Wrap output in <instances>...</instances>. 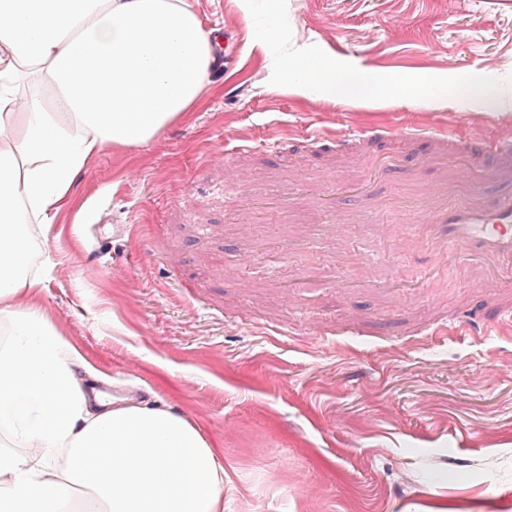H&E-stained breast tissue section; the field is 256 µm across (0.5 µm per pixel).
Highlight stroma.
<instances>
[{"label":"stroma","mask_w":512,"mask_h":512,"mask_svg":"<svg viewBox=\"0 0 512 512\" xmlns=\"http://www.w3.org/2000/svg\"><path fill=\"white\" fill-rule=\"evenodd\" d=\"M190 2L236 46L185 120L88 162L40 229L35 305L86 384L198 425L224 466V512H512V329L432 333L477 297L426 230H404L406 187L448 167L405 160L400 140L505 129L512 0ZM320 63L427 76L457 101L279 87L281 70ZM472 80L500 107L458 98ZM360 128L385 143L352 196L358 163L329 138ZM377 220L388 237H369Z\"/></svg>","instance_id":"stroma-1"}]
</instances>
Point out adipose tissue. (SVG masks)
I'll return each instance as SVG.
<instances>
[{"label": "adipose tissue", "mask_w": 512, "mask_h": 512, "mask_svg": "<svg viewBox=\"0 0 512 512\" xmlns=\"http://www.w3.org/2000/svg\"><path fill=\"white\" fill-rule=\"evenodd\" d=\"M221 29L188 0H0V512H224V467L184 416L99 410L80 354L30 307L32 228L53 223L104 147L157 137L199 103ZM338 102L451 100L426 80L304 75Z\"/></svg>", "instance_id": "adipose-tissue-1"}]
</instances>
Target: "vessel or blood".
I'll return each mask as SVG.
<instances>
[{"label":"vessel or blood","instance_id":"1","mask_svg":"<svg viewBox=\"0 0 512 512\" xmlns=\"http://www.w3.org/2000/svg\"><path fill=\"white\" fill-rule=\"evenodd\" d=\"M404 140L424 141L435 159L462 158L448 182L429 189L425 198L437 222L431 246L457 263L471 287L487 289L495 300L489 309L471 305L450 312L443 333L467 328L485 336L492 327H512V130L462 139L413 129ZM483 183L497 186V194L477 193Z\"/></svg>","mask_w":512,"mask_h":512}]
</instances>
